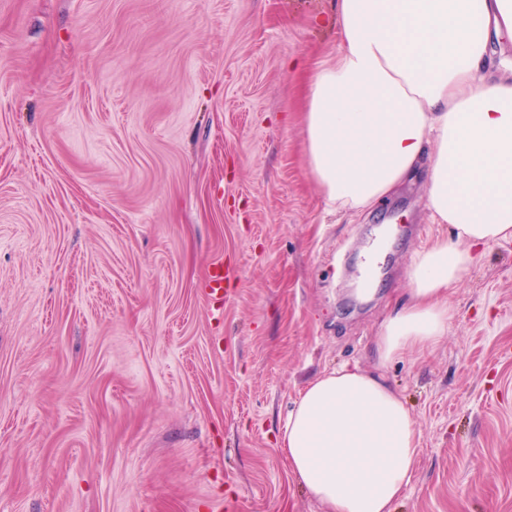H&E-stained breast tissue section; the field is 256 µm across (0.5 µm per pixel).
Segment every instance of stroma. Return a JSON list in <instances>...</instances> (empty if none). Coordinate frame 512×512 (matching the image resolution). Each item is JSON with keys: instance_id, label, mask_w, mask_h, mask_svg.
<instances>
[{"instance_id": "1", "label": "stroma", "mask_w": 512, "mask_h": 512, "mask_svg": "<svg viewBox=\"0 0 512 512\" xmlns=\"http://www.w3.org/2000/svg\"><path fill=\"white\" fill-rule=\"evenodd\" d=\"M337 50L332 0H0V512H323L277 439L354 363L420 432L394 512H512V241L378 367L449 230L422 173L324 203L301 93ZM230 269L224 268V263L218 261L210 266L207 271L204 288H206L208 295L214 301L219 303L224 298V281L232 276Z\"/></svg>"}]
</instances>
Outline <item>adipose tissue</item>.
Returning a JSON list of instances; mask_svg holds the SVG:
<instances>
[{
	"instance_id": "adipose-tissue-1",
	"label": "adipose tissue",
	"mask_w": 512,
	"mask_h": 512,
	"mask_svg": "<svg viewBox=\"0 0 512 512\" xmlns=\"http://www.w3.org/2000/svg\"><path fill=\"white\" fill-rule=\"evenodd\" d=\"M339 50L304 96L303 151L327 206L360 212L428 171L451 239L419 250L410 299L383 325L379 365L437 344L448 290L481 250L512 240V0H336ZM278 444L326 512H393L419 453L415 420L381 373L344 366L301 390Z\"/></svg>"
}]
</instances>
